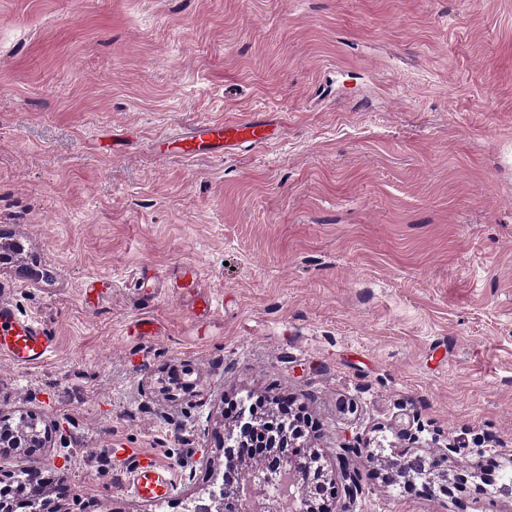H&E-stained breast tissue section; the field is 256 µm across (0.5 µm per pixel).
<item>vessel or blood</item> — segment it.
Instances as JSON below:
<instances>
[{"label":"vessel or blood","mask_w":512,"mask_h":512,"mask_svg":"<svg viewBox=\"0 0 512 512\" xmlns=\"http://www.w3.org/2000/svg\"><path fill=\"white\" fill-rule=\"evenodd\" d=\"M270 130L253 120L199 122L178 141L177 155L192 159L201 153L223 157L225 150L243 144L262 146ZM54 338L47 326L33 318L19 316L9 305H0V354L18 365H39L53 351ZM112 454L125 465L124 478L134 494L151 500L165 498L173 487L169 468L142 448H116Z\"/></svg>","instance_id":"b4317fda"}]
</instances>
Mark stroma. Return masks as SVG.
Here are the masks:
<instances>
[{
  "label": "stroma",
  "mask_w": 512,
  "mask_h": 512,
  "mask_svg": "<svg viewBox=\"0 0 512 512\" xmlns=\"http://www.w3.org/2000/svg\"><path fill=\"white\" fill-rule=\"evenodd\" d=\"M251 118L267 145L172 154ZM1 242L0 304L56 348L0 356V422L49 432L0 473L65 476L54 512H185L229 404L276 395L329 469L355 438L403 459L411 421L448 474L512 470V0H0ZM116 448L172 492L125 489ZM357 466L326 512H512ZM112 456L124 463V479L134 494L162 500L170 493L173 487L172 473L152 453L143 448H116Z\"/></svg>",
  "instance_id": "1"
}]
</instances>
